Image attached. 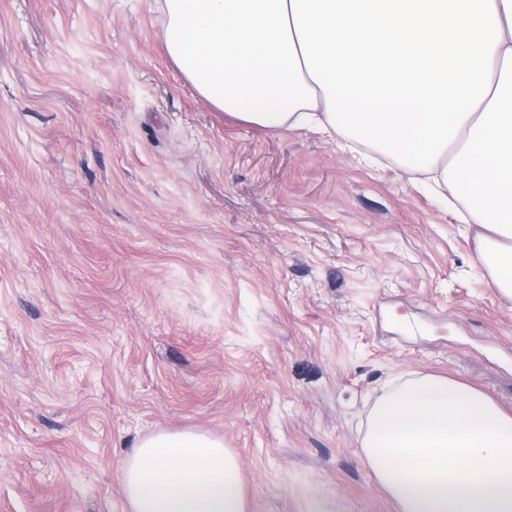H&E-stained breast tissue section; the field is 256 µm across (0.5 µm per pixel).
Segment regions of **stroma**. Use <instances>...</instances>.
<instances>
[{
	"instance_id": "obj_1",
	"label": "stroma",
	"mask_w": 512,
	"mask_h": 512,
	"mask_svg": "<svg viewBox=\"0 0 512 512\" xmlns=\"http://www.w3.org/2000/svg\"><path fill=\"white\" fill-rule=\"evenodd\" d=\"M162 0H0V512H127L161 431L248 512H397L361 448L405 373L512 410L476 225L387 159L208 106Z\"/></svg>"
}]
</instances>
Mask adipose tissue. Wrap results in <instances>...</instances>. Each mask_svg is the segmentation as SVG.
<instances>
[{"instance_id": "1", "label": "adipose tissue", "mask_w": 512, "mask_h": 512, "mask_svg": "<svg viewBox=\"0 0 512 512\" xmlns=\"http://www.w3.org/2000/svg\"><path fill=\"white\" fill-rule=\"evenodd\" d=\"M170 61L215 109L313 129L422 175L479 226L512 299V0H164ZM365 458L398 512H512V412L412 375L370 408ZM128 512H247L221 439L160 432L121 461Z\"/></svg>"}]
</instances>
